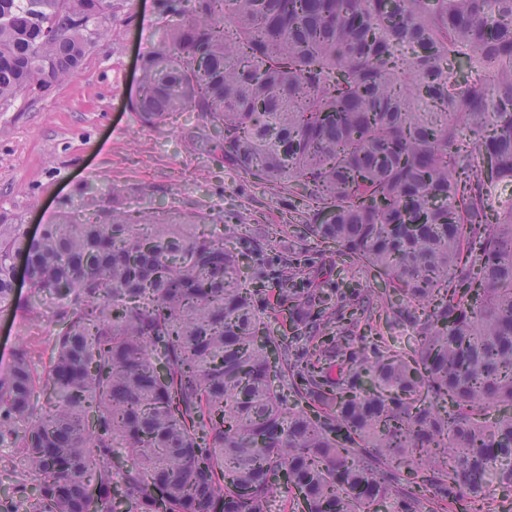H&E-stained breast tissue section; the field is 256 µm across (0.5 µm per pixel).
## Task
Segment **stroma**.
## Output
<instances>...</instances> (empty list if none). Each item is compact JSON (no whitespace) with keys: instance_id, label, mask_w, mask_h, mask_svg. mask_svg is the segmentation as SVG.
Returning a JSON list of instances; mask_svg holds the SVG:
<instances>
[{"instance_id":"1","label":"stroma","mask_w":512,"mask_h":512,"mask_svg":"<svg viewBox=\"0 0 512 512\" xmlns=\"http://www.w3.org/2000/svg\"><path fill=\"white\" fill-rule=\"evenodd\" d=\"M131 6L134 22L95 39L74 79L43 99L22 95L0 108V212L34 228L64 214L93 222L112 202L140 223L162 212L202 216L205 232L233 230L250 264L267 269L266 278L249 283L263 297L277 288L275 272L287 262L320 269L334 299L372 283V273L345 263L334 245L303 235L300 196L273 191L205 151L207 127L198 113L178 112L158 126L138 120L129 99L157 19L154 0ZM53 308L43 299L45 321L37 327L0 315V368L18 340L49 331Z\"/></svg>"}]
</instances>
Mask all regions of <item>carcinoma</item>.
Returning <instances> with one entry per match:
<instances>
[{
	"label": "carcinoma",
	"mask_w": 512,
	"mask_h": 512,
	"mask_svg": "<svg viewBox=\"0 0 512 512\" xmlns=\"http://www.w3.org/2000/svg\"><path fill=\"white\" fill-rule=\"evenodd\" d=\"M132 110L201 115L224 165L308 201L304 234L381 278L336 303L387 311L371 349H321L316 275L276 302L292 359L230 236L111 207L92 224L0 214V313L42 317L48 361L0 369V445L24 472L0 512H435L512 485V0H156ZM130 0H0V107L75 78ZM61 11L76 20L54 39ZM30 295L16 298L14 257ZM291 389L307 407H290ZM430 500H425L424 492ZM274 328L277 336L283 337L288 342L289 354L295 358L301 354L307 353L309 350L308 344L295 336L296 333L291 328L290 320L288 317V304L282 307H276L274 312Z\"/></svg>",
	"instance_id": "obj_1"
}]
</instances>
